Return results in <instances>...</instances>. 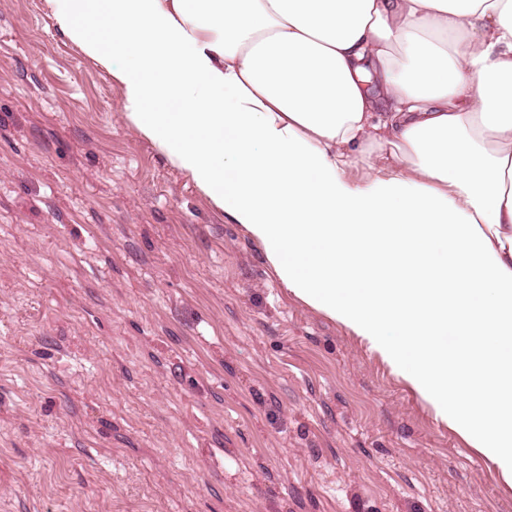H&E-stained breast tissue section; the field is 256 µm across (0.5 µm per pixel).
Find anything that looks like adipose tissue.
Returning a JSON list of instances; mask_svg holds the SVG:
<instances>
[{
	"instance_id": "ef3b65f1",
	"label": "adipose tissue",
	"mask_w": 512,
	"mask_h": 512,
	"mask_svg": "<svg viewBox=\"0 0 512 512\" xmlns=\"http://www.w3.org/2000/svg\"><path fill=\"white\" fill-rule=\"evenodd\" d=\"M45 3L285 288L512 484V0Z\"/></svg>"
}]
</instances>
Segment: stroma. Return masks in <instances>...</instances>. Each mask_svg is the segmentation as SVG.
I'll return each instance as SVG.
<instances>
[{"instance_id":"stroma-1","label":"stroma","mask_w":512,"mask_h":512,"mask_svg":"<svg viewBox=\"0 0 512 512\" xmlns=\"http://www.w3.org/2000/svg\"><path fill=\"white\" fill-rule=\"evenodd\" d=\"M0 0V512H512V485Z\"/></svg>"}]
</instances>
